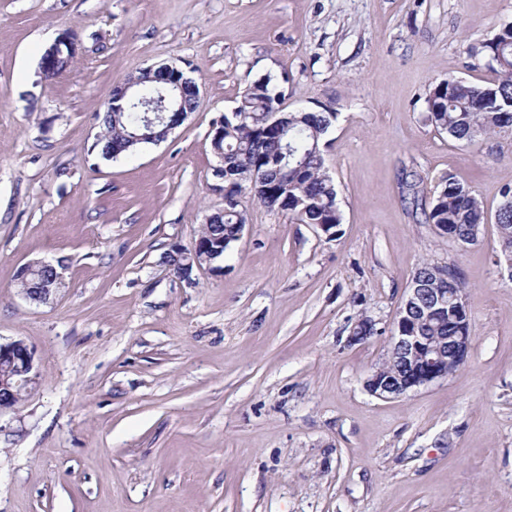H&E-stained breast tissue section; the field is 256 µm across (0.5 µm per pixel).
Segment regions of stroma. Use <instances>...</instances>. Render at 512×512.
<instances>
[{
	"mask_svg": "<svg viewBox=\"0 0 512 512\" xmlns=\"http://www.w3.org/2000/svg\"><path fill=\"white\" fill-rule=\"evenodd\" d=\"M512 0H0V342L36 385L0 413V512H512V277L495 212L512 136L462 145L429 88L479 82ZM70 34L53 77L41 55ZM200 87L166 139L107 160L97 118L141 69ZM336 112L321 149L335 237L240 197L217 271L166 256L224 208L210 132L253 81ZM485 208L476 244L426 223L448 175ZM63 267L45 302L19 269ZM455 266L474 342L454 375L383 400L416 267ZM376 324L349 343L359 318ZM63 54H67L68 57L62 56L58 60V58ZM73 55L74 46L72 39L68 34L64 33L59 36L54 41V43L45 48L44 53L40 59V68L45 74H50L53 72L56 61L58 60V66L56 67L55 71L53 74L48 75L53 76L59 71L65 69L70 64Z\"/></svg>",
	"mask_w": 512,
	"mask_h": 512,
	"instance_id": "obj_1",
	"label": "stroma"
}]
</instances>
